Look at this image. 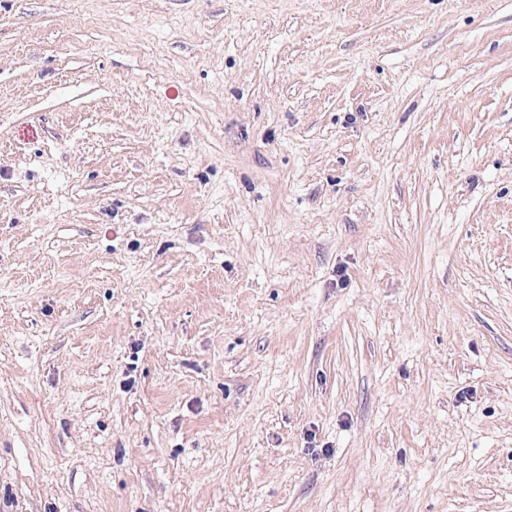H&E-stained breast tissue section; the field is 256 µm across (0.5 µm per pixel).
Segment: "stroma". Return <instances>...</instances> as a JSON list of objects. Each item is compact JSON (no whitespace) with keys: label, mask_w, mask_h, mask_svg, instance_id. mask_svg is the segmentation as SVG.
<instances>
[{"label":"stroma","mask_w":512,"mask_h":512,"mask_svg":"<svg viewBox=\"0 0 512 512\" xmlns=\"http://www.w3.org/2000/svg\"><path fill=\"white\" fill-rule=\"evenodd\" d=\"M0 512H512V0H0Z\"/></svg>","instance_id":"stroma-1"}]
</instances>
